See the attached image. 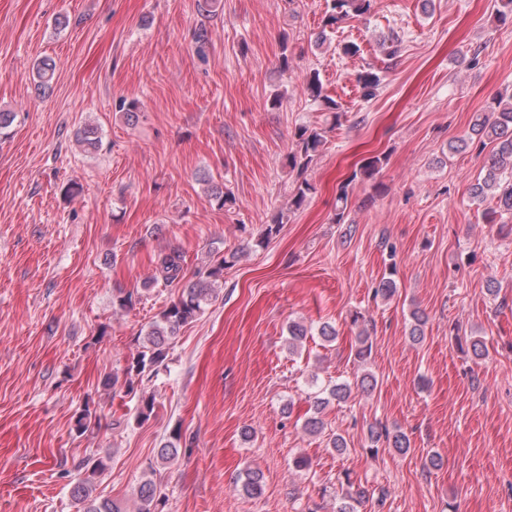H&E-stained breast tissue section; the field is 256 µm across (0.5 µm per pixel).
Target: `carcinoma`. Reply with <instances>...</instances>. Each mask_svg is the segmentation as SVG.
Wrapping results in <instances>:
<instances>
[{
    "mask_svg": "<svg viewBox=\"0 0 512 512\" xmlns=\"http://www.w3.org/2000/svg\"><path fill=\"white\" fill-rule=\"evenodd\" d=\"M326 2L327 9L322 30L318 36V41L321 43L327 40V31L334 30L336 24L343 19L352 15L363 17L369 14L373 0H326ZM54 72V62L49 58H42L35 66L33 78L45 87L53 79ZM356 81L362 90L363 98L368 100L375 96L383 81L382 71L370 68L359 73ZM305 86L312 100L324 111L332 114L334 124H339L342 110L334 98L324 93L319 71L312 70L306 75ZM511 125L512 94L506 99L502 97L495 99V106L490 111L477 115L470 126L469 136L462 140L465 147L476 141L481 144L487 141L497 143L496 151L485 165L484 176L477 179L476 183L470 187V195L474 200L482 201L490 194L496 198V206L486 209L483 213V219L487 224H499L503 216L512 215V136L507 135ZM76 140L86 151L97 150L101 142L98 126L83 125L76 133ZM293 143L294 147L287 154L286 161L287 166L297 172L298 180L290 200V208L298 209L312 190V185L304 174L324 145L325 135L318 127L302 125L295 129ZM209 195L220 208L234 203L232 193L224 189L221 184L210 185ZM182 262V255L177 251L159 256L152 282L161 281L166 286L180 282L183 279ZM226 264L228 261L223 259L205 271L198 272L196 279L188 282L181 289L177 298L170 302L161 312L160 318L154 321L145 332L142 350L125 368L123 377H113L111 386H116L122 380L126 392L132 393L135 385L143 382V378L158 372V368L164 364L167 357L169 345L180 328L202 315L206 306L216 296L215 285L223 278ZM396 292L393 273L384 274L375 288V295L389 300L395 296ZM360 319H362L360 313L351 314V325L359 328L355 358L358 362L364 363L371 356L372 344L369 343L370 336L367 330L360 327ZM411 320L409 337L412 341L419 343L424 339L426 318L423 313L414 309L411 312ZM288 333V350L294 352L306 339L308 329L300 323H292L288 326ZM376 385V376L364 370L356 375L352 382L342 380L320 389L313 396L312 413L305 419L303 430L310 435L324 434L326 423L323 412L331 402L346 403L352 397L353 391L369 393ZM95 422L96 417L86 406L76 416L75 429L78 433L85 434L91 430ZM367 439L369 449L374 454L378 452V445L381 443L395 449L401 455L410 451V440L404 432L398 429L391 430L379 422L369 425ZM180 440L181 437L175 434L161 443L156 461L148 465V473L137 488L134 510H128L120 501L94 495L96 484L108 467L106 459L102 457H85L76 464L81 478L71 488L72 499L81 506V512H163L165 494L156 479L158 465L169 463L178 456L181 450ZM263 480L262 471L248 470L240 486V492L247 497L261 495L264 487ZM344 484L346 489L340 494L341 503L337 512H357V506L366 501L368 490L362 483L353 480L348 473L344 476Z\"/></svg>",
    "mask_w": 512,
    "mask_h": 512,
    "instance_id": "carcinoma-1",
    "label": "carcinoma"
}]
</instances>
